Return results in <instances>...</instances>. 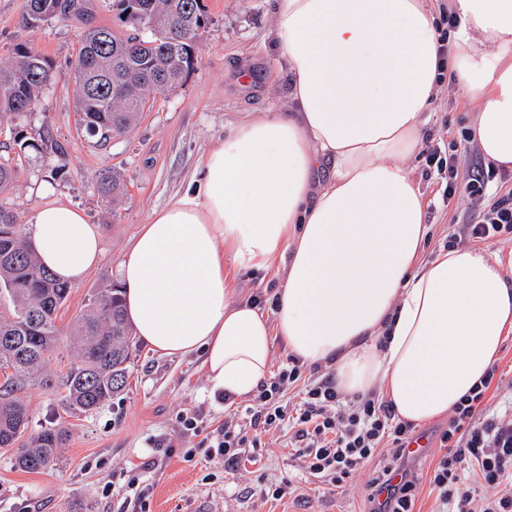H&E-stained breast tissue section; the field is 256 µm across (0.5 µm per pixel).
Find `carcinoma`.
<instances>
[{
	"mask_svg": "<svg viewBox=\"0 0 512 512\" xmlns=\"http://www.w3.org/2000/svg\"><path fill=\"white\" fill-rule=\"evenodd\" d=\"M83 0H27V28L71 11ZM119 19L133 28L120 35L108 27L85 32L73 64L71 93L77 124L104 142L135 126L146 105L162 90L177 86L196 65L199 35L205 26L203 0H112ZM147 22H141V19ZM53 79L52 61L26 43L12 48L0 64V121L33 109ZM18 168L0 162V191L15 184ZM123 186L117 171L103 177L98 192L117 197ZM14 212L0 207V295L13 309L0 315V448L12 451L13 465L36 472L57 465V449L68 440L58 424L30 430V410L23 393L31 386L62 392L69 413H93L127 385L132 329L125 319L118 288L110 285L74 317L69 336L75 359L58 382L40 374L58 344V311L71 292L40 262L34 247L17 231Z\"/></svg>",
	"mask_w": 512,
	"mask_h": 512,
	"instance_id": "obj_1",
	"label": "carcinoma"
}]
</instances>
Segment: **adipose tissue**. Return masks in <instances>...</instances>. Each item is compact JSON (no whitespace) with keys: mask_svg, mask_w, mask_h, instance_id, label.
Segmentation results:
<instances>
[{"mask_svg":"<svg viewBox=\"0 0 512 512\" xmlns=\"http://www.w3.org/2000/svg\"><path fill=\"white\" fill-rule=\"evenodd\" d=\"M448 81L477 105L472 138L512 171V0H450ZM289 108L252 114L209 149L191 188L152 210L116 268L135 336L198 355L212 392L238 401L271 376L274 340L378 391L420 426L490 371L512 334L500 258L428 254L419 154L439 73L429 0H273ZM43 264L69 285L99 264L98 225L50 199L26 217ZM236 270L281 266L277 306L232 301Z\"/></svg>","mask_w":512,"mask_h":512,"instance_id":"adipose-tissue-1","label":"adipose tissue"}]
</instances>
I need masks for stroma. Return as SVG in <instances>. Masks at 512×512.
Listing matches in <instances>:
<instances>
[{
	"mask_svg": "<svg viewBox=\"0 0 512 512\" xmlns=\"http://www.w3.org/2000/svg\"><path fill=\"white\" fill-rule=\"evenodd\" d=\"M207 27L197 48V64L177 88L158 93L140 122L127 134L100 143L77 130L73 97L68 89L72 64L84 31L93 26L121 29L111 0H87L80 15L49 20L37 29L22 22L26 0H0V62L12 46L31 43L50 57L54 78L38 105L15 121L0 123V157L13 160L20 175L16 185L0 193V207L25 220L43 191L81 209L98 225L103 253L97 268L72 287L56 324L59 345L49 356L45 376L65 374L73 356L68 330L75 315L104 284L113 281L115 266L148 214L183 192L204 153L224 136L225 127L251 112L283 110L288 105V74L269 32L273 17L269 0H203ZM475 106L454 89L439 86L431 107L429 133L441 148H453L458 174L466 176L483 157L464 140ZM28 139L50 137L59 152L40 154L21 149L16 133ZM428 201L430 250L443 247L449 232L468 223L474 210L467 198L443 204L447 181L426 174L425 159L408 163ZM64 178H55L57 168ZM119 171L126 189L117 205L105 203L98 178ZM25 400L32 430L66 424L70 438L59 452L57 467L43 472L15 468L8 450L0 449V512H69L73 502L92 512H126L125 472L138 473L151 488L149 512H190L205 498L209 512H369L367 484L377 463H369L335 491L301 480L291 449L270 447L257 458L243 457L238 468L184 455L193 440L178 429L176 416L202 412L219 426L234 404L216 400L196 356L168 357L135 342L132 368L124 392L91 414H71L54 390L32 387ZM164 441L169 453L154 448ZM294 479L292 496L275 500L270 485Z\"/></svg>",
	"mask_w": 512,
	"mask_h": 512,
	"instance_id": "obj_1",
	"label": "stroma"
}]
</instances>
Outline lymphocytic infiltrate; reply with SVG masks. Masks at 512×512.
<instances>
[{
    "label": "lymphocytic infiltrate",
    "instance_id": "lymphocytic-infiltrate-1",
    "mask_svg": "<svg viewBox=\"0 0 512 512\" xmlns=\"http://www.w3.org/2000/svg\"><path fill=\"white\" fill-rule=\"evenodd\" d=\"M493 179L480 166L464 181H449L448 199L465 196L478 209L472 223L450 234L449 245L512 234V189L487 199ZM491 386V379L481 380L463 396L440 432L439 456L428 477L433 512H512V416L490 410ZM177 422L197 439L186 457L228 464L262 451L266 437L285 435L302 473L323 488L340 487L380 460L383 466L369 482L370 512H416L418 482L405 466L414 425L400 420L378 393L344 396L320 366L288 358L247 405L225 416L221 429L207 431L194 412L180 414Z\"/></svg>",
    "mask_w": 512,
    "mask_h": 512
}]
</instances>
